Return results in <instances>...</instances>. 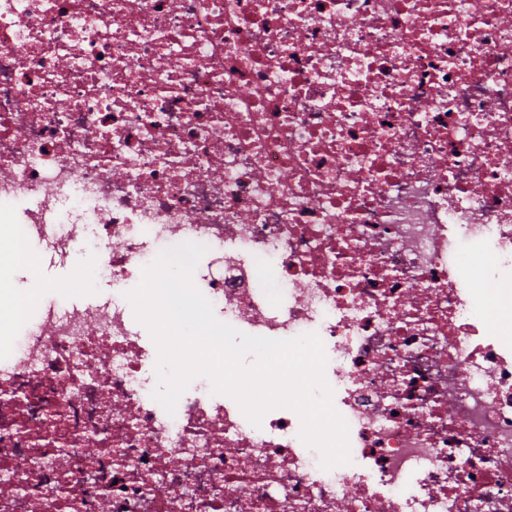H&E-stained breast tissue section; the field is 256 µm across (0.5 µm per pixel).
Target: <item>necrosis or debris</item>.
<instances>
[{
  "label": "necrosis or debris",
  "instance_id": "1",
  "mask_svg": "<svg viewBox=\"0 0 512 512\" xmlns=\"http://www.w3.org/2000/svg\"><path fill=\"white\" fill-rule=\"evenodd\" d=\"M112 296L0 338V512H512V0H0V215ZM192 241L216 317L317 334L349 425L168 415L124 297Z\"/></svg>",
  "mask_w": 512,
  "mask_h": 512
}]
</instances>
